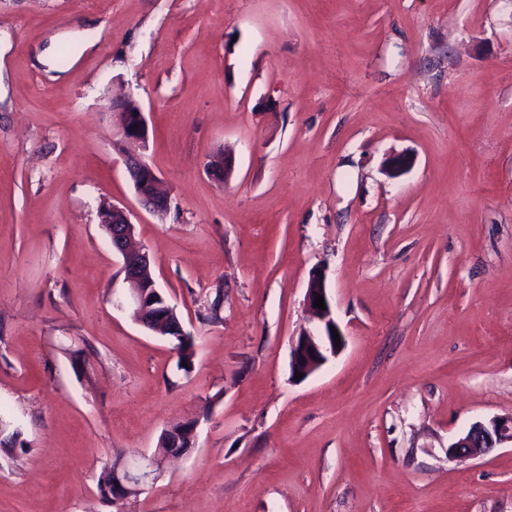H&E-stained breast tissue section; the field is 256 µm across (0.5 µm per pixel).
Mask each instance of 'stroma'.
Returning <instances> with one entry per match:
<instances>
[{
  "label": "stroma",
  "instance_id": "stroma-1",
  "mask_svg": "<svg viewBox=\"0 0 512 512\" xmlns=\"http://www.w3.org/2000/svg\"><path fill=\"white\" fill-rule=\"evenodd\" d=\"M105 204L190 371L127 307ZM317 269L346 344L298 380ZM511 415L512 0H0V417L25 445L0 450V512H114L102 470L179 421L194 451L123 512H512L511 444L448 457ZM132 99V97H127L119 103L110 102V108L112 112H114L115 125L121 138L129 142H144L147 137L145 117L137 101ZM129 100L132 101L128 102ZM126 102H128L127 109L130 112L124 109ZM135 111H137L138 114L135 115L134 118L129 117V115H132ZM121 112H128L129 115L126 113L125 117H122ZM124 164L140 203L159 217L166 215L171 208V198L153 168L139 154L125 155ZM504 442L512 445V416L476 421L448 445V457L456 460L473 459Z\"/></svg>",
  "mask_w": 512,
  "mask_h": 512
}]
</instances>
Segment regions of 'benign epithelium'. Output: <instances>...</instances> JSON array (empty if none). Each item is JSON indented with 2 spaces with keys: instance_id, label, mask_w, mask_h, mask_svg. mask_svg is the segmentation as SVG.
I'll return each mask as SVG.
<instances>
[{
  "instance_id": "7a95c632",
  "label": "benign epithelium",
  "mask_w": 512,
  "mask_h": 512,
  "mask_svg": "<svg viewBox=\"0 0 512 512\" xmlns=\"http://www.w3.org/2000/svg\"><path fill=\"white\" fill-rule=\"evenodd\" d=\"M125 102L110 103L114 112L115 125L121 138L129 142H143L147 137V126L143 111L135 117L122 116ZM412 159L406 154H394L386 159L384 173L390 178H398L410 167ZM124 164L133 183L140 203L151 213L162 217L171 208V198L163 190L159 177L153 168L139 154L124 156ZM112 250L121 255L124 280L133 286L130 306L135 310L134 319L153 332H160L161 327L175 317L173 308H168V315L162 318H147L148 307L145 299L148 291H157L155 284L149 288L142 287L141 272L150 268V255L132 247L133 224L126 212L116 206H107L101 213ZM324 298L326 309L314 307L316 295ZM305 305L313 326L302 329L292 342L293 369L296 373L309 375L322 367L331 357L337 356L341 348L333 342L331 328L338 327L333 317L327 276L325 271L317 269L312 272L306 288ZM512 443V416L494 418L488 422L476 421L455 441L448 445V457L456 460L473 459L487 453L490 449L504 443ZM196 445V423L183 422L181 429L170 427L162 433L158 450L151 455H144L140 461L130 466L123 460H115L108 467L111 482L104 486V494L117 504L141 493L144 487L156 480L157 471L168 458L187 455Z\"/></svg>"
}]
</instances>
